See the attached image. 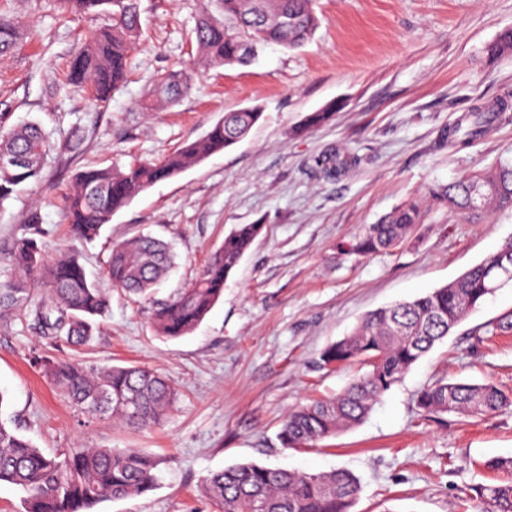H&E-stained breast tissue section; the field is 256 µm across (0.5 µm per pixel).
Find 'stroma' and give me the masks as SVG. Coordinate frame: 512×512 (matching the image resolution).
I'll return each instance as SVG.
<instances>
[{
  "mask_svg": "<svg viewBox=\"0 0 512 512\" xmlns=\"http://www.w3.org/2000/svg\"><path fill=\"white\" fill-rule=\"evenodd\" d=\"M198 0H140L142 35L132 75L108 104L88 106L57 75L105 17L67 20L46 0H0L23 39L0 61L6 125L42 124L76 150L47 156L38 182L0 214V244L22 235L39 210L52 258L82 255L89 280L109 288L115 242L136 233L171 244L176 267L154 293L167 300L198 275L234 224L265 231L228 279L223 298L190 335L169 339L150 324V303L118 290L88 345L60 346L21 323L0 326L5 418L48 453L139 448L156 456L158 486L104 498L94 512H219L199 493L203 479L256 462L306 473L346 469L362 485L354 512H483L477 488L498 484L486 460L512 457V407L481 418L428 417L420 390L440 376L512 392V331L486 327L512 312V285L498 289L386 392L357 427L314 446L283 448L290 409L340 392L362 365L320 367L319 354L367 312L448 284L512 238V214L472 224L427 201V191L512 158V120L464 148L448 130L465 112L512 93V54L489 62L485 46L512 28V0H315L319 25L297 49L267 46L249 66H221L178 104L141 108L154 73L189 64L187 38ZM330 121L293 130L328 103ZM259 104V123L233 147L136 196L99 237L71 242L63 220L75 174L89 166L154 162L201 136L224 113ZM355 156L340 178L318 161ZM420 222L399 248L359 259L337 247L407 201ZM94 368L139 365L178 393L160 425L134 430L77 412L32 364L35 355Z\"/></svg>",
  "mask_w": 512,
  "mask_h": 512,
  "instance_id": "35a3bbf8",
  "label": "stroma"
}]
</instances>
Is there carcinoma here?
<instances>
[{"label":"carcinoma","instance_id":"carcinoma-1","mask_svg":"<svg viewBox=\"0 0 512 512\" xmlns=\"http://www.w3.org/2000/svg\"><path fill=\"white\" fill-rule=\"evenodd\" d=\"M64 14L104 15L110 22L95 31L72 58L59 82L91 103H107L128 80L134 39L141 29L138 0H53ZM318 19L313 0H203L191 33L195 54L187 66L158 73L146 92L145 109L172 106L186 96L196 78L213 67L249 66L270 43L290 49L306 43ZM21 39L18 23L0 13V59L10 56ZM512 52V29L485 48L494 60ZM336 105L310 112L294 130L303 132L327 122ZM509 98L464 113L448 131V143L465 145L508 118ZM262 116L252 106L226 112L198 139L157 162L134 161L123 166L89 167L79 172L67 198L64 220L71 238L91 242L112 217L157 182L173 179L189 167L246 137ZM55 149L39 123L8 129L0 125V211L19 188L38 180L46 157ZM349 159L324 158L326 177L340 175ZM429 199L472 222L512 210V159H503L429 191ZM420 207L409 201L376 224H368L340 245L347 257L384 253L401 246L419 223ZM264 225L234 224L188 287L152 308L151 324L164 337L192 333L224 294V285ZM45 235L33 211L25 233L0 247V324L25 322L42 336L68 346L89 342L93 318L105 313L109 296L88 281L80 256L64 252L51 260L42 253ZM174 266L163 241L138 234L112 245L106 276L112 287L147 297ZM512 283V239L455 281L424 296L374 310L345 337L328 344L319 355L323 367L360 361L368 370L352 378L331 398L314 399L291 409L282 422L279 440L285 448L318 443L363 422L375 402L459 325L470 310L498 288ZM45 376L81 413L110 419L133 428L161 423L177 393L158 372L138 365L98 370L81 363L39 359ZM417 407L428 416L448 413L479 418L512 405V394L491 382L465 383L441 377L421 390ZM158 460L135 449L73 448L49 455L0 419V483L24 493L23 512H91L103 498L145 495L157 483ZM361 485L344 469L305 473L240 463L211 473L202 494L221 512H352ZM491 508L512 512V481L480 490Z\"/></svg>","mask_w":512,"mask_h":512}]
</instances>
